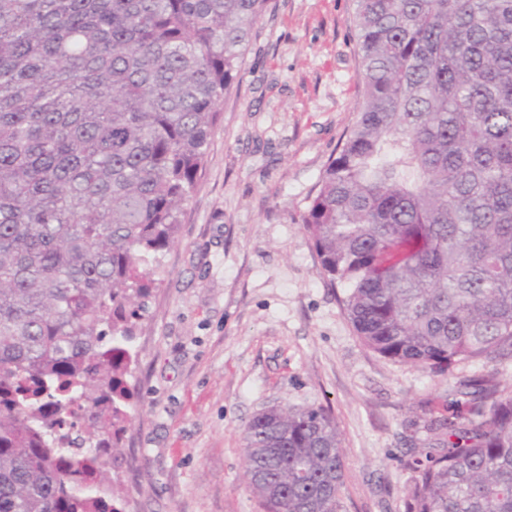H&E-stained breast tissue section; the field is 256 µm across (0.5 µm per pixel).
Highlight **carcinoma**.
Listing matches in <instances>:
<instances>
[{
    "label": "carcinoma",
    "mask_w": 512,
    "mask_h": 512,
    "mask_svg": "<svg viewBox=\"0 0 512 512\" xmlns=\"http://www.w3.org/2000/svg\"><path fill=\"white\" fill-rule=\"evenodd\" d=\"M267 0H0V512H125L135 320ZM358 120L299 220L363 344L512 358V0H355ZM405 512H512V388L463 378ZM261 512H345L321 405L244 429Z\"/></svg>",
    "instance_id": "1"
}]
</instances>
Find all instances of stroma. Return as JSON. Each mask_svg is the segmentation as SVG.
I'll use <instances>...</instances> for the list:
<instances>
[{
    "label": "stroma",
    "instance_id": "1",
    "mask_svg": "<svg viewBox=\"0 0 512 512\" xmlns=\"http://www.w3.org/2000/svg\"><path fill=\"white\" fill-rule=\"evenodd\" d=\"M353 0H268L220 107L176 244L140 320L131 424L112 472L125 512H260L242 431L265 408L329 407L346 512H404L408 451L462 417L457 378L367 349L320 271L298 210L358 117Z\"/></svg>",
    "mask_w": 512,
    "mask_h": 512
}]
</instances>
